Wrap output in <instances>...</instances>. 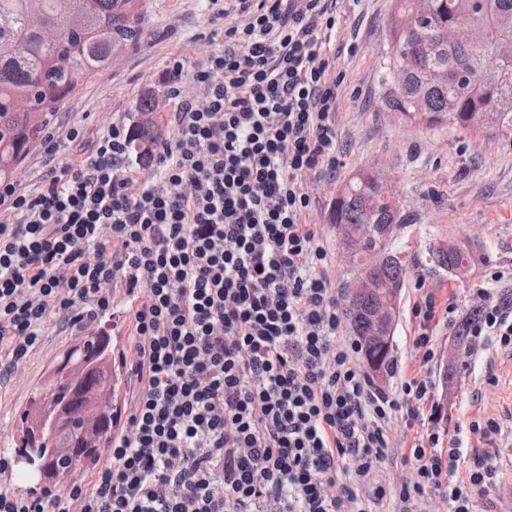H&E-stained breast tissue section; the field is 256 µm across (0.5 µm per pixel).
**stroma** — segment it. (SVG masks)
Listing matches in <instances>:
<instances>
[{
	"mask_svg": "<svg viewBox=\"0 0 512 512\" xmlns=\"http://www.w3.org/2000/svg\"><path fill=\"white\" fill-rule=\"evenodd\" d=\"M392 0H338L341 13L336 40L354 45L353 54H341L336 63L345 75L338 89L335 168L310 175L308 186L315 197L309 223L327 237L336 289H343L353 275L341 255V247L328 215L337 192L349 177L375 167L388 179L400 200L403 224L395 246L416 258L401 293L400 317L394 334L395 368L381 389L397 388L403 375L419 370L412 353L414 324L411 307L417 279L436 287H453L461 313L479 307L475 288L487 287L492 272L512 270V134L485 138L452 126L429 129L406 121L384 106L386 90L381 85L380 66L387 52L385 36ZM224 46V21L215 15L211 0H149L143 32L137 43L125 46L112 66L81 86L56 120L58 127L80 125L82 141L61 142L55 153L37 144L23 162L16 184L34 183L54 165L91 154L98 137L112 118L126 116L138 124L142 116L135 105L145 93L158 100L153 119L166 139L174 132L168 122L169 83L166 59L183 54L196 65ZM460 238L481 249L478 268L466 279L430 271L423 264L425 247L432 238ZM453 333L440 331L435 338L436 359L428 367L440 379L449 348L459 355L457 375L448 404L435 409L431 429L460 436L464 447L489 455L504 476H512V355L489 354L488 343L468 339L454 347ZM80 337L51 326L39 348L10 373H0V445L12 442L35 388L41 387L62 355L79 345ZM494 366H487V358ZM495 383H484L486 371ZM494 419L498 435L477 440L469 432L472 420Z\"/></svg>",
	"mask_w": 512,
	"mask_h": 512,
	"instance_id": "1",
	"label": "stroma"
}]
</instances>
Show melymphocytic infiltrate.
Masks as SVG:
<instances>
[{"mask_svg": "<svg viewBox=\"0 0 512 512\" xmlns=\"http://www.w3.org/2000/svg\"><path fill=\"white\" fill-rule=\"evenodd\" d=\"M224 47L194 67L166 60L173 141L142 178L132 129L113 119L85 159L39 187L0 188V370L40 343L52 318L89 331L122 292L133 347L129 394L112 407L105 461L66 496L0 493V512H475L492 459L420 430L434 383L376 387L341 332L331 251L306 218L308 173L336 164V0H213ZM191 81L197 95L183 98ZM473 338L512 352V302L492 275ZM412 346L436 358L456 294L418 279ZM413 482L390 490V423Z\"/></svg>", "mask_w": 512, "mask_h": 512, "instance_id": "obj_1", "label": "lymphocytic infiltrate"}]
</instances>
